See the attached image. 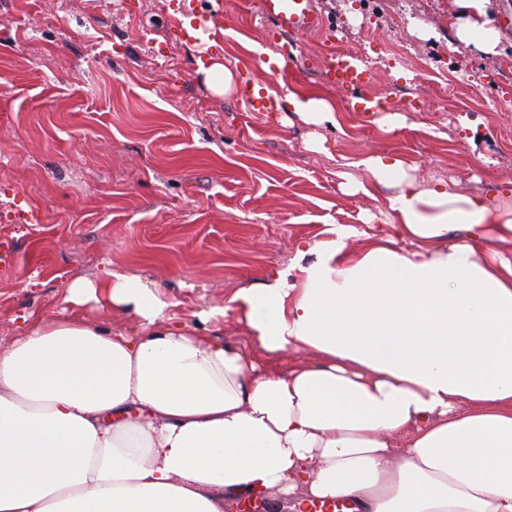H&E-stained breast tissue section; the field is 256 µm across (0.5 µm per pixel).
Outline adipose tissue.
I'll list each match as a JSON object with an SVG mask.
<instances>
[{
    "label": "adipose tissue",
    "instance_id": "1",
    "mask_svg": "<svg viewBox=\"0 0 512 512\" xmlns=\"http://www.w3.org/2000/svg\"><path fill=\"white\" fill-rule=\"evenodd\" d=\"M448 14L457 43L498 53L496 0ZM359 164L393 190L391 235L353 256L356 228L334 226L238 289L254 348L109 272L66 300L133 311L136 331L64 316L0 349V512H224L243 492L291 512H512V262L472 248L512 239V209L422 184L391 153Z\"/></svg>",
    "mask_w": 512,
    "mask_h": 512
}]
</instances>
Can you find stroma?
<instances>
[{
	"instance_id": "stroma-1",
	"label": "stroma",
	"mask_w": 512,
	"mask_h": 512,
	"mask_svg": "<svg viewBox=\"0 0 512 512\" xmlns=\"http://www.w3.org/2000/svg\"><path fill=\"white\" fill-rule=\"evenodd\" d=\"M128 1L0 0V347L64 313L137 328L133 312L65 301L70 281L109 271L157 285L178 321L250 346L227 308L238 289L329 225L358 229L351 252L388 232L391 190L355 166L369 153L512 205V0H500L501 55L449 48L448 0H319L323 32L287 41L261 25L259 0H223L224 31L206 46L172 29L190 0ZM332 46L371 58L365 93L386 113L325 80ZM285 48L284 71L264 70ZM214 57L273 97L326 99L335 124L214 94L198 71ZM33 209L40 223H23Z\"/></svg>"
}]
</instances>
